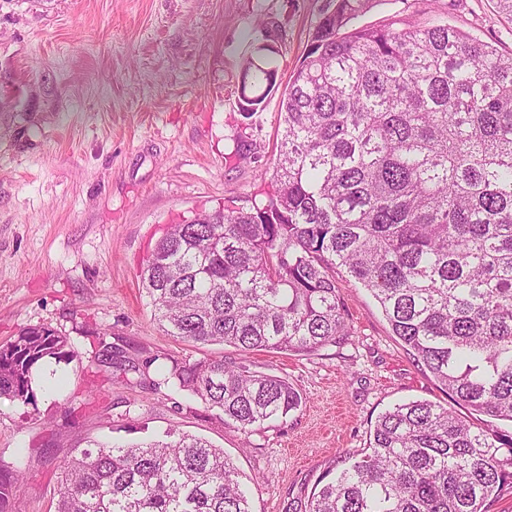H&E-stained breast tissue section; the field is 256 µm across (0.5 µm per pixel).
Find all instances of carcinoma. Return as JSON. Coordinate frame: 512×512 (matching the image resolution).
Returning <instances> with one entry per match:
<instances>
[{
    "mask_svg": "<svg viewBox=\"0 0 512 512\" xmlns=\"http://www.w3.org/2000/svg\"><path fill=\"white\" fill-rule=\"evenodd\" d=\"M279 101L274 193L172 224L142 288L168 336L310 353L349 335L336 281L365 288L450 404H397L368 450L319 479L306 512H489L512 489V51L434 19L345 31L374 0H331ZM244 62L242 112L275 86L270 47ZM66 337L28 327L0 345V398L30 404L33 371ZM246 436L300 409L280 375L224 357L175 364ZM0 474V512L20 495ZM56 512H252L224 449L173 430L93 443L61 465Z\"/></svg>",
    "mask_w": 512,
    "mask_h": 512,
    "instance_id": "obj_1",
    "label": "carcinoma"
}]
</instances>
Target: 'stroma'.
<instances>
[{"label":"stroma","instance_id":"obj_1","mask_svg":"<svg viewBox=\"0 0 512 512\" xmlns=\"http://www.w3.org/2000/svg\"><path fill=\"white\" fill-rule=\"evenodd\" d=\"M329 0H0V344L27 327L69 357L33 373V403L0 399V466L24 474L12 512H54L59 465L90 441L169 428L224 449L252 512H301L323 470L367 448L377 416L446 403L370 293L342 286L352 335L304 355L203 346L159 331L140 278L166 225L263 198L279 100ZM438 19L512 50L497 0H375L353 27ZM278 36L264 109L239 108L242 67ZM286 377L300 410L244 435L161 367L213 356ZM149 368L128 381V365Z\"/></svg>","mask_w":512,"mask_h":512}]
</instances>
